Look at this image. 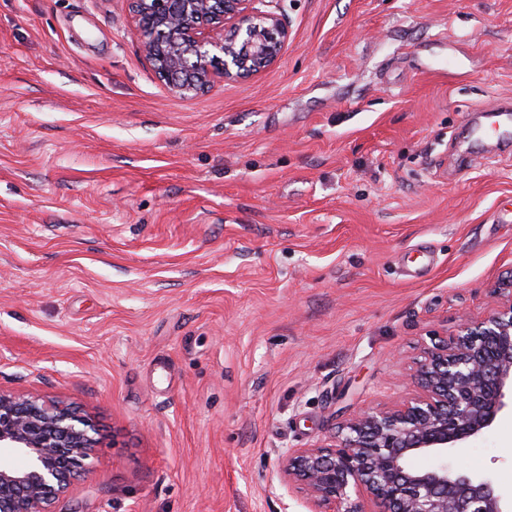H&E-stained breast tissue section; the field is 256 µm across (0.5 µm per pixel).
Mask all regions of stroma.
Returning <instances> with one entry per match:
<instances>
[{"label":"stroma","instance_id":"1","mask_svg":"<svg viewBox=\"0 0 512 512\" xmlns=\"http://www.w3.org/2000/svg\"><path fill=\"white\" fill-rule=\"evenodd\" d=\"M290 39L178 95L128 0H0V392L97 448L65 512H308L291 448L412 389L512 274V0H271ZM512 491V414L453 459ZM492 112L486 125L484 123H471L470 132L478 140L493 138L499 142L512 143V101H501Z\"/></svg>","mask_w":512,"mask_h":512}]
</instances>
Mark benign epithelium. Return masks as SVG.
I'll use <instances>...</instances> for the list:
<instances>
[{
	"mask_svg": "<svg viewBox=\"0 0 512 512\" xmlns=\"http://www.w3.org/2000/svg\"><path fill=\"white\" fill-rule=\"evenodd\" d=\"M263 0H129L147 58L161 52L160 79L199 93L273 66L290 38ZM512 405V287L479 323L423 349L415 391L339 426V443L288 450L282 473L310 512H512V492L489 476L448 464V451L482 434ZM92 420L61 400L0 393V504L8 512H63L73 477L97 443ZM435 463L410 466L416 457Z\"/></svg>",
	"mask_w": 512,
	"mask_h": 512,
	"instance_id": "1",
	"label": "benign epithelium"
}]
</instances>
